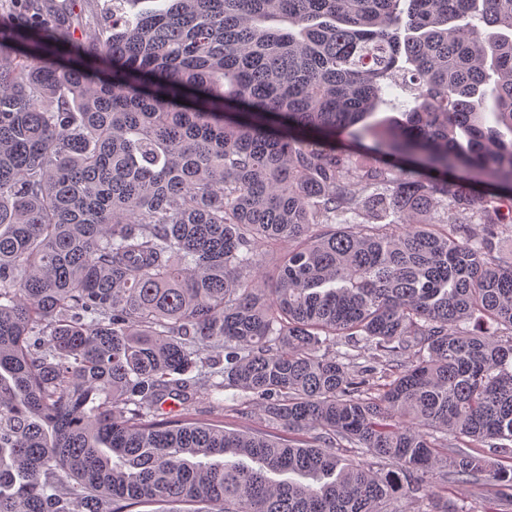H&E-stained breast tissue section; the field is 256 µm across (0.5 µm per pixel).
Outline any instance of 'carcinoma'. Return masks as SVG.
<instances>
[{"label":"carcinoma","instance_id":"1","mask_svg":"<svg viewBox=\"0 0 512 512\" xmlns=\"http://www.w3.org/2000/svg\"><path fill=\"white\" fill-rule=\"evenodd\" d=\"M139 2L0 24V512L511 488L512 0ZM227 390L315 443L188 419ZM386 98L388 99L387 103L380 107L379 111L375 114L374 119H403L402 111H404L405 106L409 105V102L412 100L410 92L398 91L394 95L387 96Z\"/></svg>","mask_w":512,"mask_h":512}]
</instances>
